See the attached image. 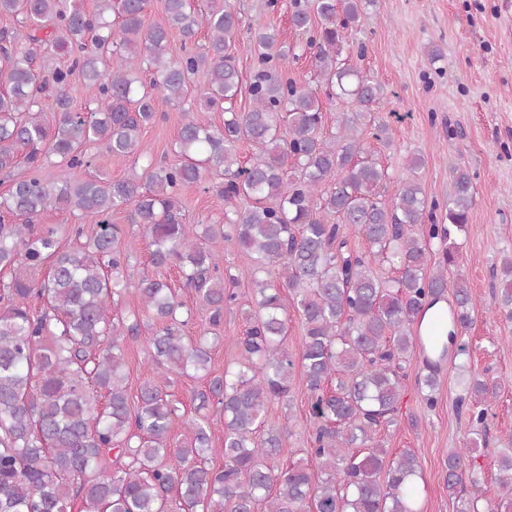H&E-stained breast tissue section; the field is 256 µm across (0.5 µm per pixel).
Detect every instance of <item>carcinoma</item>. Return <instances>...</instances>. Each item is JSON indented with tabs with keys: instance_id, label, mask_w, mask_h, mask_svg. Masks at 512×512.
<instances>
[{
	"instance_id": "1",
	"label": "carcinoma",
	"mask_w": 512,
	"mask_h": 512,
	"mask_svg": "<svg viewBox=\"0 0 512 512\" xmlns=\"http://www.w3.org/2000/svg\"><path fill=\"white\" fill-rule=\"evenodd\" d=\"M370 2L294 0L292 22L308 35L317 71L336 98L356 104L336 116V132L326 137L321 102L288 78L293 50L274 32L258 33L245 49L259 65L250 107H230L242 79L234 55L240 17L229 0H208L202 15L193 0H164L163 24L148 22L149 0H94L91 12L84 0H0V15L21 17L18 28L0 35V173L9 176L21 164L28 170L0 196V512H72L77 500L80 512H258L261 506L264 512H420L416 455L388 460L377 437L393 423L406 377L402 362L415 350L448 351L441 322L428 336L420 327L448 293V267L459 259L456 237L467 231L474 185L469 170L457 168L447 202L430 201L414 177L423 159L413 155L407 160L413 176L402 180L394 199L378 192L388 168L363 133L372 128L392 149L389 124L373 112L382 89L340 63L346 31ZM172 27L184 38L177 59L168 51ZM202 27L208 45L197 51L189 42ZM114 55L122 60L116 69ZM200 71L207 81L199 99L224 108V123L202 125L185 109L181 162L156 165L140 140L141 129L157 119L156 93L182 104ZM78 79L97 87L95 107L74 108ZM43 95L54 102L50 123L37 109ZM242 142L256 148L247 163L238 155ZM92 147L145 164L111 181L43 176L51 158L70 169L89 165ZM212 172L224 176L212 193L225 224L194 234L179 190ZM57 209L80 221L71 229L76 238L85 224L95 232L62 249L57 229L38 223ZM117 209L128 210V222L142 229L152 266L178 270L211 331L238 302L225 286L236 277L224 273V257L206 242L233 239L253 258V308L224 375L210 377L207 336L183 335L184 304L163 279L141 277L140 309L112 315L133 259L120 248L125 227L111 220ZM349 228L364 237L367 251L347 248ZM377 265L395 276L378 275ZM501 274L506 288L497 310L512 319L511 259ZM285 289L304 332L300 361L318 420L307 448L315 471L276 464L287 427H265L268 406L291 390ZM145 320L155 333L133 404L124 345ZM450 320L452 340L473 323L462 281L453 285ZM427 369L416 382L432 407L437 379ZM173 375L208 379L191 396L189 416L167 392ZM496 395L497 385L474 375L457 403L482 425ZM214 405L224 415L219 450L212 446V420L202 414ZM177 416L188 434L173 442ZM475 445L472 438L446 458L448 489L466 481L472 487L455 497L456 512L511 510L512 454L499 460L507 503L488 501L481 511V482L469 462ZM215 451L224 456L221 469L209 464Z\"/></svg>"
}]
</instances>
